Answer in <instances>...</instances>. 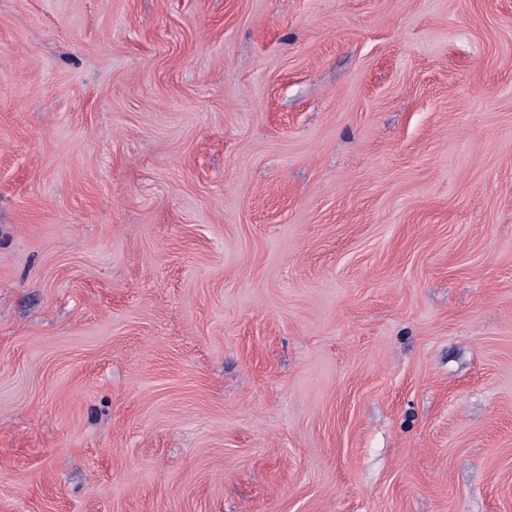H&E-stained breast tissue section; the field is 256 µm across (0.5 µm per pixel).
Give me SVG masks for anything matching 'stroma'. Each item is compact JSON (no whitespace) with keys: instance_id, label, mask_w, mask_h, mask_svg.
Returning <instances> with one entry per match:
<instances>
[{"instance_id":"obj_1","label":"stroma","mask_w":512,"mask_h":512,"mask_svg":"<svg viewBox=\"0 0 512 512\" xmlns=\"http://www.w3.org/2000/svg\"><path fill=\"white\" fill-rule=\"evenodd\" d=\"M0 512H512V0H0Z\"/></svg>"}]
</instances>
